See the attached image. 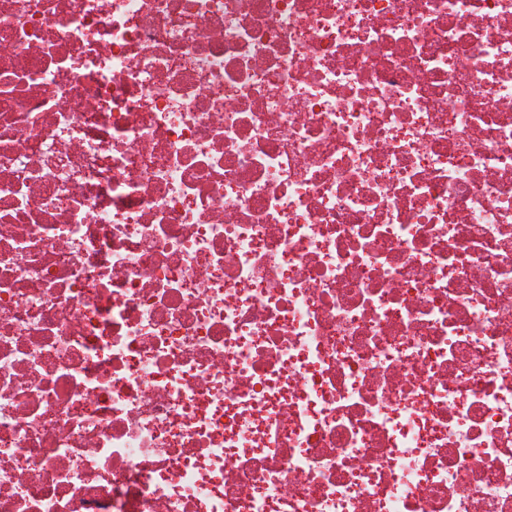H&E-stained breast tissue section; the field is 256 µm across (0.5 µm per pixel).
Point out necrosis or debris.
Listing matches in <instances>:
<instances>
[{"instance_id":"1","label":"necrosis or debris","mask_w":512,"mask_h":512,"mask_svg":"<svg viewBox=\"0 0 512 512\" xmlns=\"http://www.w3.org/2000/svg\"><path fill=\"white\" fill-rule=\"evenodd\" d=\"M0 512H512V0H0Z\"/></svg>"}]
</instances>
